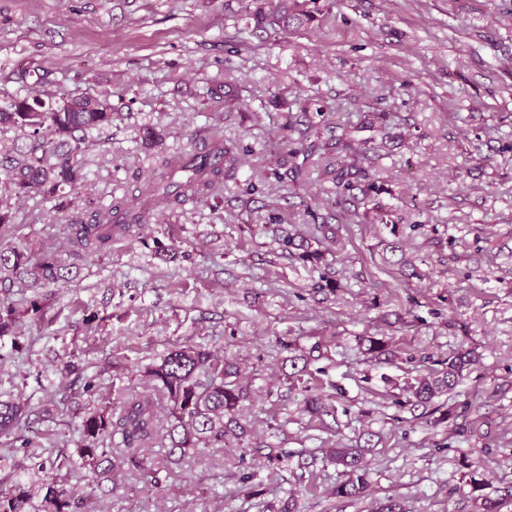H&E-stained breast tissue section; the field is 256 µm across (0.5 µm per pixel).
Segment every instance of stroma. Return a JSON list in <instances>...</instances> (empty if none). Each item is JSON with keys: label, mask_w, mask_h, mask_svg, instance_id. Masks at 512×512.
<instances>
[{"label": "stroma", "mask_w": 512, "mask_h": 512, "mask_svg": "<svg viewBox=\"0 0 512 512\" xmlns=\"http://www.w3.org/2000/svg\"><path fill=\"white\" fill-rule=\"evenodd\" d=\"M251 0H0V107L92 94L118 117L88 132L69 208L0 171V244L68 251L74 216L135 202L161 162L205 138L240 161L208 199L154 211L68 284L0 288V400L26 409L0 438L36 512L40 465L76 455L93 410L148 388L178 346L237 366L258 448H205L147 477L123 466L80 512H512V0H307L298 29L257 28ZM360 147L373 210L345 217L301 151L299 124ZM324 264L288 254L279 230ZM413 256L383 262L387 243ZM330 270L335 287L320 275ZM385 344L382 356L370 341ZM462 349L457 387L411 404L415 378ZM322 396L334 414L304 413ZM373 439L365 497L339 499L327 449Z\"/></svg>", "instance_id": "35a3bbf8"}]
</instances>
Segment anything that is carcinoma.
Segmentation results:
<instances>
[{
    "label": "carcinoma",
    "instance_id": "1",
    "mask_svg": "<svg viewBox=\"0 0 512 512\" xmlns=\"http://www.w3.org/2000/svg\"><path fill=\"white\" fill-rule=\"evenodd\" d=\"M257 25H278L283 28L301 26L308 20L307 11L299 0H267V7L254 12ZM113 112H85L82 98L73 99L69 110L55 111V105L36 97H16L0 111V131H20L18 140L5 152H0V169L20 189H48L56 193L70 187L79 189L80 165L78 152L87 132L112 127ZM306 142V157L325 161V172L336 186L342 203H355L358 196H367L361 187L364 169L355 162L335 168L330 156L343 152L352 157L355 147L343 137L322 138V133L301 131ZM224 172L210 169L192 159L169 163L167 180L150 186L136 206L116 202L108 208L91 213L87 219L69 225L72 234L70 253L65 259L53 254L37 256L17 248L0 247V285L15 279L32 288L48 284H67L75 279L80 254L90 249H103L112 237L130 231L144 223L149 212L166 208L181 201L182 188L204 198L219 186ZM286 250L300 251L306 261L321 262V257L308 250L304 241L295 237L282 238ZM473 361L472 351L460 350L445 362L439 375L425 378L414 387L416 402L426 404L445 391L454 389L463 371ZM152 391L128 396L120 410L93 411L82 419L83 440L77 450L78 464L74 469L85 473L91 482H98L130 463L152 474L155 461L151 450L157 438L165 441L166 458L178 464L197 454L202 448H214L233 437L246 442L248 448H264L253 441L250 424L239 415L247 400L246 389L229 380L234 375L232 365L224 358L202 347H176L161 358V362L144 371ZM166 400V411L159 415L153 392ZM25 411L17 402L0 401V436H7L20 424ZM326 457L342 467L346 479L334 494L339 498L358 499L368 488L364 447L332 448ZM50 467L41 483L43 496L38 512H78L79 503L72 494L59 486ZM29 491L22 478L0 477V512H26Z\"/></svg>",
    "mask_w": 512,
    "mask_h": 512
}]
</instances>
